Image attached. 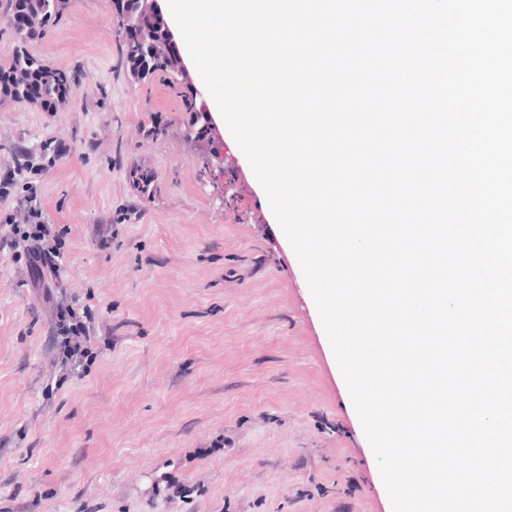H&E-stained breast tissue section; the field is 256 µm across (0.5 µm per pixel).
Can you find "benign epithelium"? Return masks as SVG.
Wrapping results in <instances>:
<instances>
[{
  "label": "benign epithelium",
  "mask_w": 512,
  "mask_h": 512,
  "mask_svg": "<svg viewBox=\"0 0 512 512\" xmlns=\"http://www.w3.org/2000/svg\"><path fill=\"white\" fill-rule=\"evenodd\" d=\"M112 25L121 41L141 48V73L149 72L159 61L173 82L190 92L195 103L193 122L183 132V140L204 160L211 175L223 177L229 164L223 128L215 121L206 98L198 92L159 0H112Z\"/></svg>",
  "instance_id": "benign-epithelium-1"
}]
</instances>
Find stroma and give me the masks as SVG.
<instances>
[{
    "label": "stroma",
    "instance_id": "1",
    "mask_svg": "<svg viewBox=\"0 0 512 512\" xmlns=\"http://www.w3.org/2000/svg\"><path fill=\"white\" fill-rule=\"evenodd\" d=\"M30 50L69 72L72 93L55 112L0 105V178L21 151L68 152L19 176L0 219L33 189L65 256L48 292L45 268L21 272L0 241V512H393L244 153L217 198L181 138L189 94L158 72L129 77L112 0H68ZM72 296L101 334L63 382L51 312Z\"/></svg>",
    "mask_w": 512,
    "mask_h": 512
}]
</instances>
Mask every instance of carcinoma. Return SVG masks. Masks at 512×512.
<instances>
[{
    "label": "carcinoma",
    "instance_id": "carcinoma-1",
    "mask_svg": "<svg viewBox=\"0 0 512 512\" xmlns=\"http://www.w3.org/2000/svg\"><path fill=\"white\" fill-rule=\"evenodd\" d=\"M63 2L64 0H0V17L6 19L17 11H27L38 24V28L28 30L11 27L15 49L9 67L0 68V75L12 78V82L3 101L25 104L27 88L31 84L42 89L44 104L48 108H54L68 98L71 83L67 72L44 65L27 49L28 43L45 34L47 28L59 18L64 8Z\"/></svg>",
    "mask_w": 512,
    "mask_h": 512
}]
</instances>
